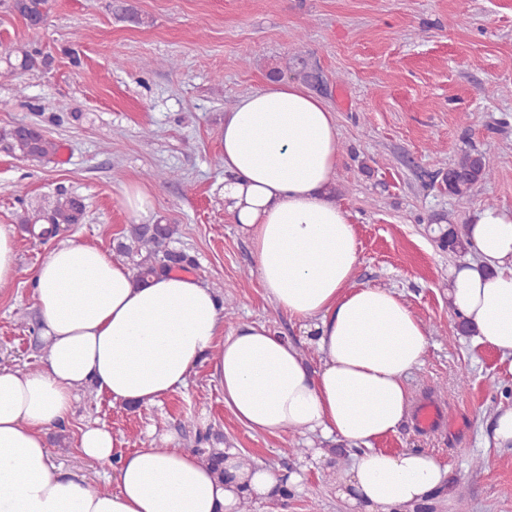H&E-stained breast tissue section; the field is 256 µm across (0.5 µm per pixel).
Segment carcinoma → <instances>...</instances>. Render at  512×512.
<instances>
[{
    "label": "carcinoma",
    "mask_w": 512,
    "mask_h": 512,
    "mask_svg": "<svg viewBox=\"0 0 512 512\" xmlns=\"http://www.w3.org/2000/svg\"><path fill=\"white\" fill-rule=\"evenodd\" d=\"M10 9L33 23L42 25L49 18V0H9ZM4 62L13 70L23 73H40L49 68L51 56L39 49L18 47L4 56ZM58 151L56 141L48 137L37 125L20 122L0 128V152L37 164L55 155ZM493 167L486 156L478 151L464 153L443 176L448 194L458 201L468 200L474 186L489 180ZM85 205L83 201L60 187L55 194L45 198L37 208L26 210L19 216L24 226L47 224L49 230L40 235L47 241L66 232L71 226L83 223ZM158 233L151 231L148 224H133L127 232L116 239L115 253L122 257L133 270L136 277L145 279L166 274L175 269L188 270L195 267V259L189 253L170 247L178 232L175 224H169L164 218L157 220ZM467 225H438L436 242L442 250L462 258L471 253L467 237ZM193 451L207 462L223 461V452L213 447L211 435L197 438Z\"/></svg>",
    "instance_id": "carcinoma-1"
}]
</instances>
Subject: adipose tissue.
Wrapping results in <instances>:
<instances>
[{
  "instance_id": "ef3b65f1",
  "label": "adipose tissue",
  "mask_w": 512,
  "mask_h": 512,
  "mask_svg": "<svg viewBox=\"0 0 512 512\" xmlns=\"http://www.w3.org/2000/svg\"><path fill=\"white\" fill-rule=\"evenodd\" d=\"M339 152L335 114L295 82H270L224 115V206L252 246L267 298L320 352L317 371L266 325L224 335V306L194 275L140 283L96 246L54 247L33 276L46 353L32 371L0 369V512H240L297 487V474L234 448L218 472L170 436L125 453L99 427L81 429L76 446L109 466L114 490L90 491L53 463L45 432L70 420L83 389L159 405L206 359L225 406L249 429L358 447L336 494L359 512H417L444 491L448 469L432 455L375 446L407 413L405 378L427 337L394 291L354 283L356 230L329 190ZM468 239L474 256L452 269L448 302L480 343L512 354V214L482 209Z\"/></svg>"
}]
</instances>
